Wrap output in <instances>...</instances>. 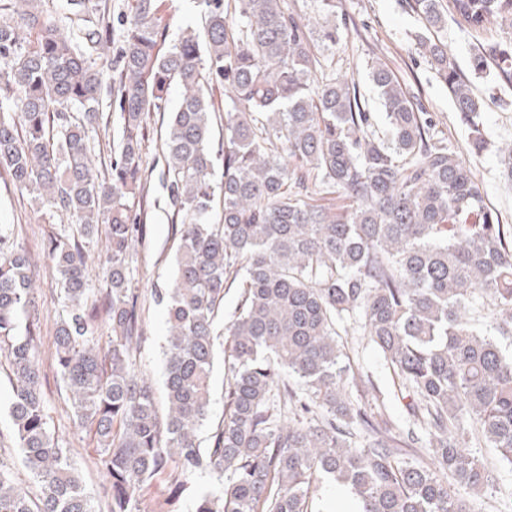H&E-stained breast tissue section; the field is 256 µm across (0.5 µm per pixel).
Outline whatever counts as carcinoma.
Returning a JSON list of instances; mask_svg holds the SVG:
<instances>
[{
  "mask_svg": "<svg viewBox=\"0 0 512 512\" xmlns=\"http://www.w3.org/2000/svg\"><path fill=\"white\" fill-rule=\"evenodd\" d=\"M205 40L184 30L167 49L156 0H135L122 33L117 85L121 135L107 176L91 159L103 69L94 52L110 38L109 9L70 0L75 30L42 22L47 0H21L0 21V168L70 221L50 239L58 274L51 366L79 425L96 439L108 512H170L144 488L207 472L213 488L193 512H322L326 480L346 485L356 512H472L448 480L480 492L491 471L473 447L512 466V225L500 223L462 157L431 114L387 66L369 76L385 108L380 132L355 83L323 71L310 34L340 41V0H319L322 21L282 0H203ZM425 32L416 51L485 140L481 99L435 37L448 14L471 27L512 24V0H414ZM33 38L22 37V32ZM512 82V45L478 52ZM181 90L162 144L178 240L165 304V410L137 367L146 299L130 257L146 225L135 206L147 190L142 143L171 84ZM224 85V181L211 183L213 85ZM80 117L74 119L70 111ZM338 194L332 210L315 196ZM219 220H213L215 207ZM106 228L103 300L111 336L87 284L85 244ZM29 258L0 228V357L8 364L9 415L33 494L13 481L0 451V512H96L44 407L37 328L41 310ZM239 302L224 319V298ZM357 326L381 355L407 417L340 341ZM228 357L224 417L209 446L217 339ZM373 407L366 408L364 399Z\"/></svg>",
  "mask_w": 512,
  "mask_h": 512,
  "instance_id": "cac0c4a2",
  "label": "carcinoma"
}]
</instances>
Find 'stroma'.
<instances>
[{"mask_svg": "<svg viewBox=\"0 0 512 512\" xmlns=\"http://www.w3.org/2000/svg\"><path fill=\"white\" fill-rule=\"evenodd\" d=\"M411 0H342L346 21L343 35L336 45H318L317 53L326 71L347 76L355 82L372 112L382 107L368 77L367 62L379 60L400 79L404 87L417 96L425 111L430 112L437 129L470 166L482 186L489 204L496 209L502 223L512 225V180L499 164L500 149L512 145V83H502L488 74H476L471 57L484 46L512 42V27L489 20L474 28L449 21L440 37L447 42L461 76L469 80L476 93L485 99L481 114L487 146L474 152L470 145V128L455 111L448 89L439 82L424 59L415 51L412 33L421 20L410 7ZM157 22L176 40L180 29L193 27L203 31L205 10L202 0H157ZM181 97L179 87H171L164 112L152 113L142 144L145 167L161 172L164 158L162 138L167 111L173 110ZM101 127L91 133L99 169L109 167L110 143L120 136L119 93L116 86L104 83L101 91ZM150 251L137 254L131 265L133 285L147 294L155 288L169 287L172 281L176 241L171 233V213L159 182H152L145 202ZM0 224L9 225L14 246L30 257L31 275L42 310L37 330L41 338V355L49 357L55 336L59 289L55 272L47 257L50 237L68 228L65 216L42 207L32 194L17 190L10 176L0 169ZM164 306L154 304L145 315V340L140 348L138 366L154 388L156 398L164 396L162 347L167 336ZM43 391L46 412L52 430L74 450V461L82 473L86 489L95 508L104 506L106 479L92 464L95 444L85 429L79 427L67 401L59 377L50 364H43ZM478 453L488 463L492 484L487 491L470 494L475 512H496L500 502L512 497V467L499 463L494 449L479 447Z\"/></svg>", "mask_w": 512, "mask_h": 512, "instance_id": "obj_1", "label": "stroma"}]
</instances>
